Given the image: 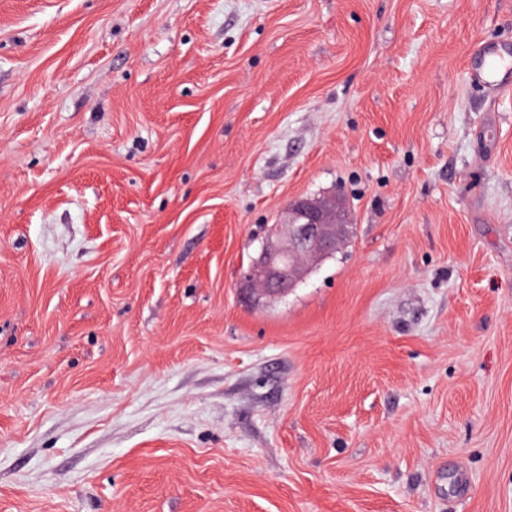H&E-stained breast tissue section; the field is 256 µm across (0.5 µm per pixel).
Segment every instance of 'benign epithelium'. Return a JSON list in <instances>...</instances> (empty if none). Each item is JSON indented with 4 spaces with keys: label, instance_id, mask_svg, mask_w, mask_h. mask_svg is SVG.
Wrapping results in <instances>:
<instances>
[{
    "label": "benign epithelium",
    "instance_id": "7a95c632",
    "mask_svg": "<svg viewBox=\"0 0 512 512\" xmlns=\"http://www.w3.org/2000/svg\"><path fill=\"white\" fill-rule=\"evenodd\" d=\"M287 219L267 228L260 251L241 273L240 288L280 297L296 288L351 233L341 196L288 202Z\"/></svg>",
    "mask_w": 512,
    "mask_h": 512
}]
</instances>
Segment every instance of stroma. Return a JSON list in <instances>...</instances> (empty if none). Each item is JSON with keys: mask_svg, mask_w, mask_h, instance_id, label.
<instances>
[{"mask_svg": "<svg viewBox=\"0 0 512 512\" xmlns=\"http://www.w3.org/2000/svg\"><path fill=\"white\" fill-rule=\"evenodd\" d=\"M512 0H0V512H512ZM351 239L239 274L289 200ZM286 214L283 224L267 228L260 251L241 273L240 288L257 292L255 299L288 294L336 251L353 226L339 194L296 198Z\"/></svg>", "mask_w": 512, "mask_h": 512, "instance_id": "1", "label": "stroma"}]
</instances>
